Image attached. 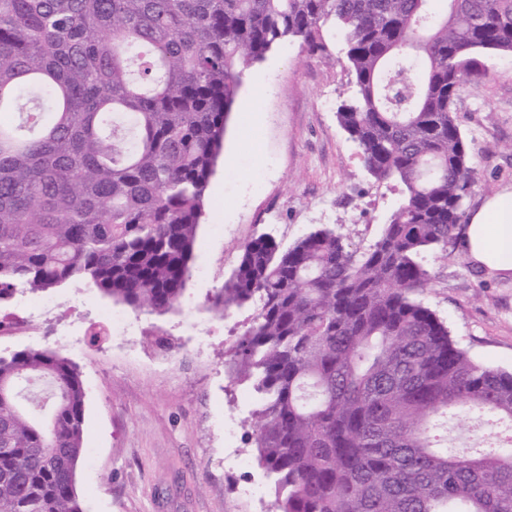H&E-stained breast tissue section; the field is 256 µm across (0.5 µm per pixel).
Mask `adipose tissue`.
I'll use <instances>...</instances> for the list:
<instances>
[{"mask_svg":"<svg viewBox=\"0 0 512 512\" xmlns=\"http://www.w3.org/2000/svg\"><path fill=\"white\" fill-rule=\"evenodd\" d=\"M467 260L495 272H512V191L495 194L456 230Z\"/></svg>","mask_w":512,"mask_h":512,"instance_id":"ef3b65f1","label":"adipose tissue"}]
</instances>
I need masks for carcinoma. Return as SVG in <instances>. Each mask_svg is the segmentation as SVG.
Listing matches in <instances>:
<instances>
[{
    "label": "carcinoma",
    "instance_id": "carcinoma-1",
    "mask_svg": "<svg viewBox=\"0 0 512 512\" xmlns=\"http://www.w3.org/2000/svg\"><path fill=\"white\" fill-rule=\"evenodd\" d=\"M447 2L0 0V304L83 283L177 308L243 68L331 23L355 87L337 121L404 201L366 248L328 227L252 239L209 299L255 306L227 370L258 395L274 512H512V372L415 299L475 180L455 99L482 54H512V0ZM85 397L58 351L0 357V512H83ZM463 408L486 437L456 452Z\"/></svg>",
    "mask_w": 512,
    "mask_h": 512
}]
</instances>
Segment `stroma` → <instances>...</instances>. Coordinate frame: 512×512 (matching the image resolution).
I'll use <instances>...</instances> for the list:
<instances>
[{"mask_svg": "<svg viewBox=\"0 0 512 512\" xmlns=\"http://www.w3.org/2000/svg\"><path fill=\"white\" fill-rule=\"evenodd\" d=\"M322 47L290 38L248 68L207 191L191 276L166 314L114 305L97 289L66 284L0 306V356L61 351L86 390L85 446L77 473L84 512H272L259 466L250 382L231 379L225 351L249 325L247 305L223 318L207 299L262 234L288 247L311 231L342 230L368 246L402 199L394 180L366 171L336 109L351 93L346 46L323 26ZM485 74L460 89L456 118L476 170L465 204L512 191V54H485ZM434 280L418 301L447 323L470 356L512 371V274L482 271L458 244L430 252ZM119 308L129 336H96L102 310Z\"/></svg>", "mask_w": 512, "mask_h": 512, "instance_id": "1", "label": "stroma"}]
</instances>
